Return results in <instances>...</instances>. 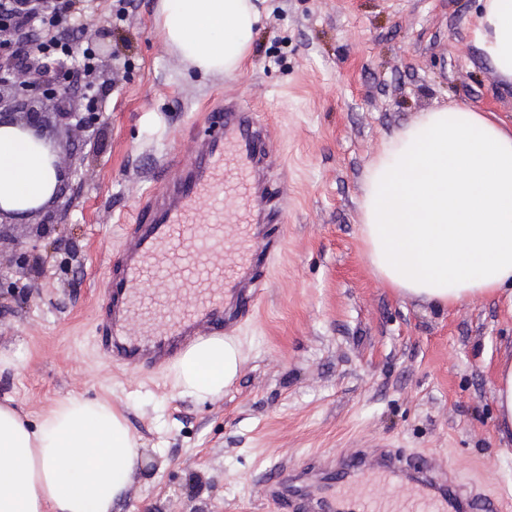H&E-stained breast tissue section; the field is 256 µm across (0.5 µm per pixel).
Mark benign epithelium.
<instances>
[{"label":"benign epithelium","mask_w":512,"mask_h":512,"mask_svg":"<svg viewBox=\"0 0 512 512\" xmlns=\"http://www.w3.org/2000/svg\"><path fill=\"white\" fill-rule=\"evenodd\" d=\"M108 38L106 32L99 35L102 41L96 53L99 62L87 76V81L94 85L100 80L101 67H109L108 59L112 57L104 50L103 41ZM0 71L6 74V78L0 80V126H14L44 142L56 157L55 167L60 175L78 177V170L62 167V151L51 144V138L60 125L85 133V141L93 142L103 126V113L83 111L85 94L58 83L55 63L44 58L33 44L21 61L1 53ZM53 204L51 199L26 211V216L36 217L38 222L34 223L33 243L16 255L17 268L33 267L41 260L40 242L45 239L46 230L58 223Z\"/></svg>","instance_id":"benign-epithelium-1"}]
</instances>
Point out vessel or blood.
Returning a JSON list of instances; mask_svg holds the SVG:
<instances>
[{"label": "vessel or blood", "instance_id": "obj_1", "mask_svg": "<svg viewBox=\"0 0 512 512\" xmlns=\"http://www.w3.org/2000/svg\"><path fill=\"white\" fill-rule=\"evenodd\" d=\"M192 143V166L170 157L154 169L153 186L109 269L95 333L113 364L152 370L191 343L223 335L252 311L280 249L271 227L282 221L288 189L270 182L274 154L256 112L225 100ZM229 197L239 202L230 225L224 222ZM204 198L213 203L205 216L196 208ZM160 280L177 283L188 303L151 291ZM137 321L143 329L136 334ZM376 479L414 483L416 506L376 498L369 488ZM265 495L278 512H499L498 503L473 495L430 461L413 466L398 453L371 458L361 450L333 467L310 462L291 485L271 474Z\"/></svg>", "mask_w": 512, "mask_h": 512}]
</instances>
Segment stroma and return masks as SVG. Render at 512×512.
<instances>
[{
	"label": "stroma",
	"mask_w": 512,
	"mask_h": 512,
	"mask_svg": "<svg viewBox=\"0 0 512 512\" xmlns=\"http://www.w3.org/2000/svg\"><path fill=\"white\" fill-rule=\"evenodd\" d=\"M113 29L128 75L97 89L95 142L62 133L69 181L42 265L0 296V404L29 422L81 397L108 401L141 452L119 512H276L263 494L321 456L425 455L512 512V442L500 436L494 372L512 360V312L492 298L438 310L374 274L360 237L365 173L384 140L452 105L512 117V81L480 49L481 0H264L241 69L202 75L156 30L160 0ZM239 99L267 126L288 185L280 255L251 320L231 328L246 359L214 399L180 393L167 368L114 366L94 340L106 273L152 165L194 161L206 108Z\"/></svg>",
	"instance_id": "1"
}]
</instances>
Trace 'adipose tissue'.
I'll list each match as a JSON object with an SVG mask.
<instances>
[{"instance_id": "ef3b65f1", "label": "adipose tissue", "mask_w": 512, "mask_h": 512, "mask_svg": "<svg viewBox=\"0 0 512 512\" xmlns=\"http://www.w3.org/2000/svg\"><path fill=\"white\" fill-rule=\"evenodd\" d=\"M262 23L254 0H161L157 30L201 72L238 70ZM474 37L512 80V0H484ZM59 184L48 148L0 127V208L48 202ZM360 236L377 276L443 310L496 298L512 310V118L468 107L421 113L370 164ZM243 364L232 337L191 345L170 371L182 393L214 398ZM140 462L106 401L58 404L38 425L0 405V512H113Z\"/></svg>"}]
</instances>
